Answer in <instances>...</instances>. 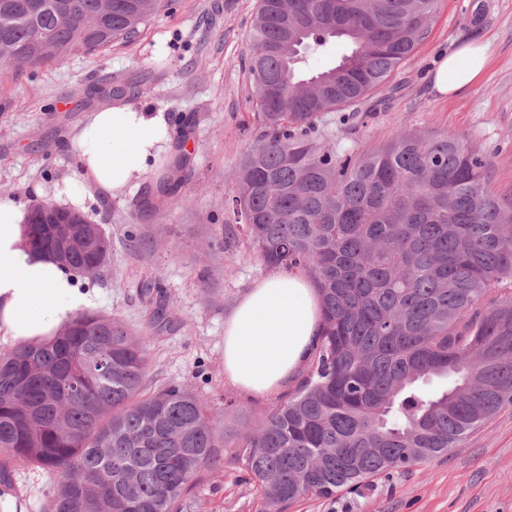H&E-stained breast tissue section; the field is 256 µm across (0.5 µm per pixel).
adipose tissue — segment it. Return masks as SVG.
<instances>
[{
    "mask_svg": "<svg viewBox=\"0 0 512 512\" xmlns=\"http://www.w3.org/2000/svg\"><path fill=\"white\" fill-rule=\"evenodd\" d=\"M488 65L482 46L467 44L438 65L435 84L456 94L479 81ZM171 131L164 112L117 103L92 112L73 137L81 174L58 184L61 204L78 205L87 187L118 198L171 159ZM29 200L0 196V344L54 336L93 303L74 274L28 245ZM319 296L309 278L279 271L256 282L224 323V372L243 392L264 396L287 387L302 371L321 332Z\"/></svg>",
    "mask_w": 512,
    "mask_h": 512,
    "instance_id": "ef3b65f1",
    "label": "adipose tissue"
}]
</instances>
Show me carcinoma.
<instances>
[{
  "label": "carcinoma",
  "instance_id": "obj_1",
  "mask_svg": "<svg viewBox=\"0 0 512 512\" xmlns=\"http://www.w3.org/2000/svg\"><path fill=\"white\" fill-rule=\"evenodd\" d=\"M0 0V50L28 66L129 41L163 0ZM440 0H258L247 36L260 134L232 174L260 261L305 273L323 329L294 389L236 456L262 512L355 490L457 448L512 406V205L453 132H400L356 153L318 123L381 94L428 37ZM346 52L318 70L308 54ZM30 244L90 273L98 227L43 225ZM147 342L99 313L0 354V486L24 460L57 478L39 512H184L222 464L209 400L148 390ZM448 385L427 392L423 383Z\"/></svg>",
  "mask_w": 512,
  "mask_h": 512
}]
</instances>
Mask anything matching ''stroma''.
I'll return each instance as SVG.
<instances>
[{
	"label": "stroma",
	"instance_id": "35a3bbf8",
	"mask_svg": "<svg viewBox=\"0 0 512 512\" xmlns=\"http://www.w3.org/2000/svg\"><path fill=\"white\" fill-rule=\"evenodd\" d=\"M257 0H164L128 43L61 65L0 70V196L27 199L33 185L77 178L70 143L104 90L165 112L176 158L166 179L132 193L87 190L80 207L110 240L94 277L78 278L94 310L149 341L155 384L175 381L223 414L224 466L197 485L189 512H259L261 499L232 456L244 426L259 425L277 394L253 396L224 373V323L255 281L270 274L234 221L231 174L251 142L255 101L246 39ZM485 47L482 78L448 96L434 87L440 61L462 45ZM367 118L320 124L324 142L366 151L398 132L452 131L485 154L491 189L512 203V0H443L428 38ZM156 282L150 299L140 286ZM289 512H512V407L448 455L330 498L307 496Z\"/></svg>",
	"mask_w": 512,
	"mask_h": 512
}]
</instances>
